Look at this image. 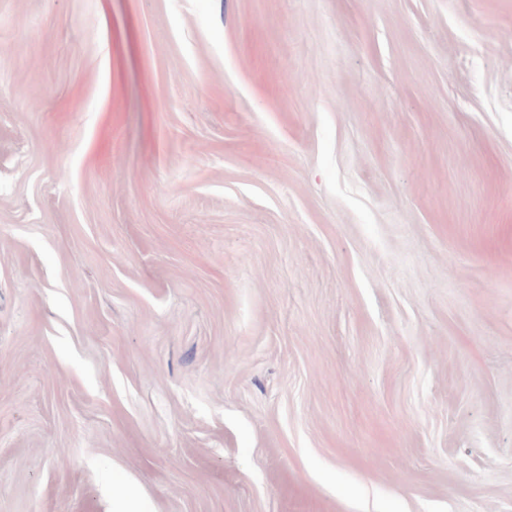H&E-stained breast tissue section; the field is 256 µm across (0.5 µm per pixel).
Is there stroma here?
Wrapping results in <instances>:
<instances>
[{"mask_svg": "<svg viewBox=\"0 0 512 512\" xmlns=\"http://www.w3.org/2000/svg\"><path fill=\"white\" fill-rule=\"evenodd\" d=\"M0 512H512V0H0Z\"/></svg>", "mask_w": 512, "mask_h": 512, "instance_id": "obj_1", "label": "stroma"}]
</instances>
